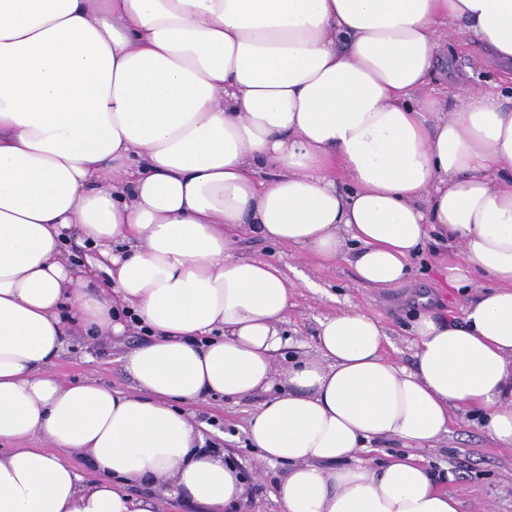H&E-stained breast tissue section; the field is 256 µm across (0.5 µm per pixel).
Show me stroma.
Instances as JSON below:
<instances>
[{"mask_svg":"<svg viewBox=\"0 0 512 512\" xmlns=\"http://www.w3.org/2000/svg\"><path fill=\"white\" fill-rule=\"evenodd\" d=\"M503 76L502 67L488 59L478 42L451 41L437 52L433 84L441 89L462 83L488 87ZM236 249L247 257L276 262L295 284L283 324L288 343L274 357L280 370L293 359L314 355L320 320L349 305L381 319L388 337V358L413 367L412 326L420 310L417 297H428V312L458 320L466 299L488 287L487 280L476 277L467 294H450L439 260L430 250L415 259L414 276L408 284L383 290L359 285L350 261L328 263L248 231L239 236ZM303 276L308 285H300ZM147 340L146 334L134 328L121 336L94 332L74 337L57 359L55 371L67 380L92 378L119 391H133L135 382L126 373L122 358ZM266 398L263 392L236 402L214 397L193 407L206 447L224 451L244 474L248 512H280L275 494L281 468L259 464L258 449L249 447L246 439L248 419ZM418 455L443 475L442 486L460 502L461 512H512V447H501L484 435L476 415L453 411L448 435L435 447L419 449Z\"/></svg>","mask_w":512,"mask_h":512,"instance_id":"stroma-1","label":"stroma"}]
</instances>
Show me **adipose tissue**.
<instances>
[{"mask_svg":"<svg viewBox=\"0 0 512 512\" xmlns=\"http://www.w3.org/2000/svg\"><path fill=\"white\" fill-rule=\"evenodd\" d=\"M443 37L512 66V0H0V512H156L149 482L241 506L185 407L258 391L246 434L287 466L281 512H460L414 451L455 410L512 447V96L430 93ZM249 225L388 290L440 241L450 288L491 287L461 321L418 314L413 368L343 310L279 373L292 285L235 252ZM69 232L149 330L135 391L53 370L62 310L126 328ZM383 439L407 454L367 460Z\"/></svg>","mask_w":512,"mask_h":512,"instance_id":"adipose-tissue-1","label":"adipose tissue"}]
</instances>
